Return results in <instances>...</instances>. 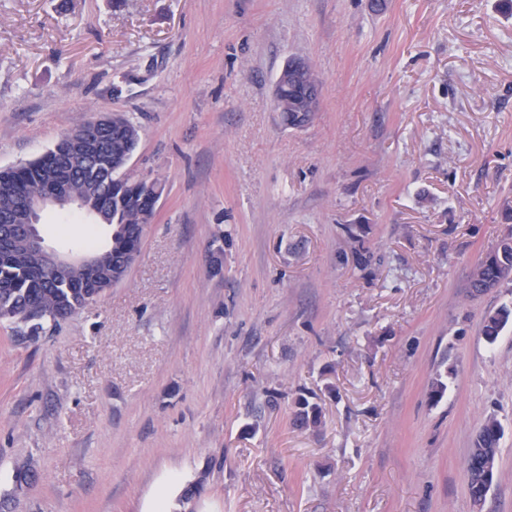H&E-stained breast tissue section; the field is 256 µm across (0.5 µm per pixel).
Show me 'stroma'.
I'll return each instance as SVG.
<instances>
[{"mask_svg": "<svg viewBox=\"0 0 512 512\" xmlns=\"http://www.w3.org/2000/svg\"><path fill=\"white\" fill-rule=\"evenodd\" d=\"M292 58L320 89L300 127ZM113 113L166 192L96 303L0 322V494L38 472L15 512H177L199 477L196 512H512V322L481 334L512 282L468 288L508 230L512 0H0V168ZM87 224L39 229L80 253ZM307 72L308 63L302 59H291L281 68L274 90V102L277 112H284L288 109V100L284 98L283 94L284 89L288 88L291 84L297 83L302 78H305ZM285 94L288 95V99L295 98L303 101V96H297V93L291 87L285 91ZM293 419L302 427L317 426L320 423L321 407L304 394L299 395L294 402ZM500 427L494 420L487 421L481 428L474 448L471 449L468 462V486L470 496L474 503H484L488 492L484 490L483 467L484 458L488 448H496L498 454V442Z\"/></svg>", "mask_w": 512, "mask_h": 512, "instance_id": "stroma-1", "label": "stroma"}]
</instances>
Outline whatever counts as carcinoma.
Returning a JSON list of instances; mask_svg holds the SVG:
<instances>
[{"mask_svg": "<svg viewBox=\"0 0 512 512\" xmlns=\"http://www.w3.org/2000/svg\"><path fill=\"white\" fill-rule=\"evenodd\" d=\"M139 135L138 128L129 120L121 127L114 126L102 135L103 150L93 164L75 170L71 182L73 192L86 204L104 211L111 224L126 225L127 233L112 240V251L101 253L100 286L106 287L112 278V269L122 266L124 258L140 252L142 236L139 229L149 223L152 212L139 204V195L128 179L113 177L112 164L119 160L128 141ZM46 167V158L39 157L27 163L0 169V215L9 211L18 193L38 195L45 189L40 171ZM512 279V230L501 237L492 249L479 260L469 281L470 292L480 294ZM85 289L81 276L74 270L42 271L39 260L19 242L9 255L0 256V319L15 323L13 330L21 336L38 337L45 325L61 320L86 307ZM512 318V310L499 309L486 315L482 335L493 343ZM294 422L302 427L320 423L321 407L304 394L294 402ZM500 427L494 420L486 422L471 449L468 462V486L473 502H483V467L486 451L498 447Z\"/></svg>", "mask_w": 512, "mask_h": 512, "instance_id": "carcinoma-1", "label": "carcinoma"}]
</instances>
